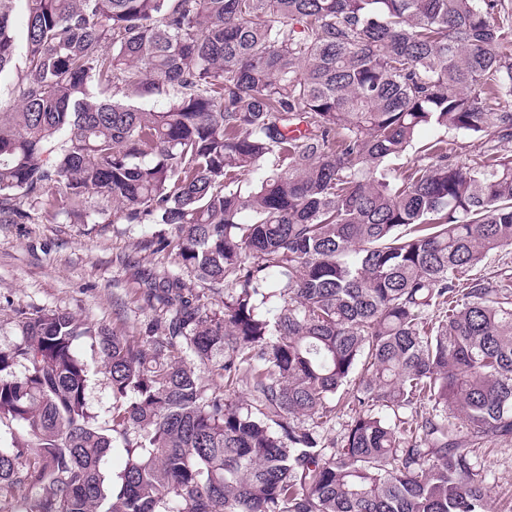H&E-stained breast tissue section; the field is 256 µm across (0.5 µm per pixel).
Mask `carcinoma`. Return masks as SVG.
<instances>
[{"mask_svg": "<svg viewBox=\"0 0 512 512\" xmlns=\"http://www.w3.org/2000/svg\"><path fill=\"white\" fill-rule=\"evenodd\" d=\"M502 8L0 0V223L35 222L49 191L88 220L101 195L178 259L137 336L18 320L0 512H490L475 459L512 438V276L464 274L512 248ZM82 335L110 381L102 423Z\"/></svg>", "mask_w": 512, "mask_h": 512, "instance_id": "obj_1", "label": "carcinoma"}]
</instances>
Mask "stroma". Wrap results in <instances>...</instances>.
<instances>
[{
    "label": "stroma",
    "instance_id": "obj_1",
    "mask_svg": "<svg viewBox=\"0 0 512 512\" xmlns=\"http://www.w3.org/2000/svg\"><path fill=\"white\" fill-rule=\"evenodd\" d=\"M87 207L95 217L88 224L71 222L50 205L35 223H0V349L17 342L15 321L24 312L56 309L129 335L153 318L147 281L175 269L174 255L140 251L138 241L152 225L113 223L110 199L89 197ZM74 347L92 371L91 410L106 420L112 398L100 354L86 337ZM479 463L500 493L493 512H512V441L480 449Z\"/></svg>",
    "mask_w": 512,
    "mask_h": 512
}]
</instances>
